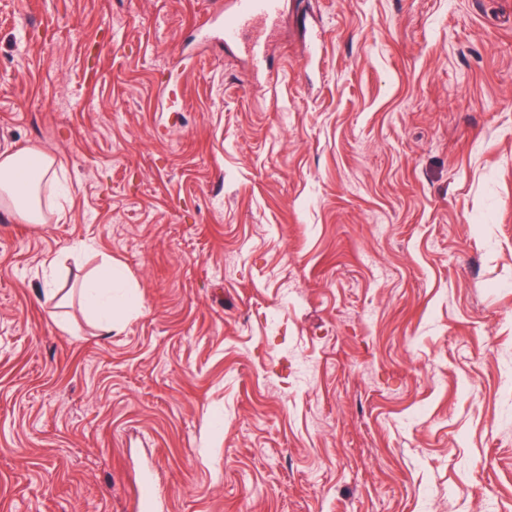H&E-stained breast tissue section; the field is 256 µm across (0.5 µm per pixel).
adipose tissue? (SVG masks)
<instances>
[{"instance_id": "obj_1", "label": "adipose tissue", "mask_w": 512, "mask_h": 512, "mask_svg": "<svg viewBox=\"0 0 512 512\" xmlns=\"http://www.w3.org/2000/svg\"><path fill=\"white\" fill-rule=\"evenodd\" d=\"M55 181L54 158L31 150L0 152V213L16 215L29 224L47 223L44 193ZM119 277V270L106 262L84 288L85 301L100 316L106 332L112 329V284Z\"/></svg>"}]
</instances>
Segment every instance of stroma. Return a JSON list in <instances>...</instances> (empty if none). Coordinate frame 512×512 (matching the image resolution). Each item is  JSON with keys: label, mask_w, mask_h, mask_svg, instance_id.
<instances>
[{"label": "stroma", "mask_w": 512, "mask_h": 512, "mask_svg": "<svg viewBox=\"0 0 512 512\" xmlns=\"http://www.w3.org/2000/svg\"><path fill=\"white\" fill-rule=\"evenodd\" d=\"M284 3L0 0V512H512V0ZM281 0H234L230 17L224 18V43L237 44L241 41L243 32L256 18H262L271 23L278 21L281 14ZM25 160L37 162L34 176L23 174ZM55 159L39 152L5 149L0 152V218L1 212L18 216L27 224H46L44 193L56 181ZM120 274L117 268L112 267V262H104L96 279L83 288L87 305L100 316L102 329L108 334L112 333V320L108 312L112 311V281L116 282Z\"/></svg>", "instance_id": "1"}]
</instances>
